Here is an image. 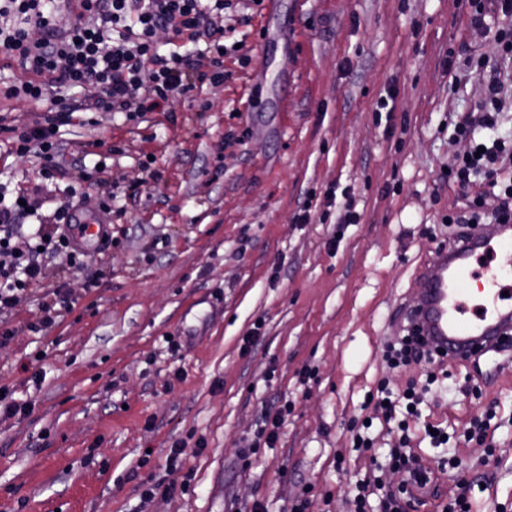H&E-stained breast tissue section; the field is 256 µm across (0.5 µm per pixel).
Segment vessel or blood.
<instances>
[{"mask_svg":"<svg viewBox=\"0 0 512 512\" xmlns=\"http://www.w3.org/2000/svg\"><path fill=\"white\" fill-rule=\"evenodd\" d=\"M484 274V298L468 305V284ZM419 300L406 309L409 327L444 360L512 352V225L434 247L415 276Z\"/></svg>","mask_w":512,"mask_h":512,"instance_id":"1","label":"vessel or blood"}]
</instances>
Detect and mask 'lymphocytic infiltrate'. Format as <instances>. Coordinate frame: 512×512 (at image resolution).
Returning <instances> with one entry per match:
<instances>
[{
  "mask_svg": "<svg viewBox=\"0 0 512 512\" xmlns=\"http://www.w3.org/2000/svg\"><path fill=\"white\" fill-rule=\"evenodd\" d=\"M229 7V0H77L70 24L62 29L55 23L57 0H0V50L21 71L19 77L0 82V98L39 103L49 88L61 92L53 116L14 135L15 152L35 154L45 161L46 173H53V162L62 150L57 129L71 124L74 113L122 112L133 118L161 111L171 96L222 83L225 48L214 34L218 19ZM33 27L41 30L40 39L30 38ZM160 28L192 43L209 38L208 69L194 70L187 54L161 55L154 42ZM482 92L478 110L457 124L459 134H467L475 124L496 125L506 101L504 88L496 76L489 75ZM481 169L500 176L501 189L493 196L477 193L467 209L448 216L461 237L469 224L481 220L512 223V148L500 142L481 155L467 153L450 169L448 180L466 189L472 174ZM56 220L51 230L35 233L22 247L13 245L10 237L0 238V312L12 307L17 293L40 286L43 264L54 251L67 249L76 266L84 265L85 254L75 245L68 208H59ZM386 357L396 369L440 360L412 334L396 337ZM419 399L416 388L410 386L384 407L391 417L397 407L405 409L389 450L387 470L397 481L388 487V512H398L402 504L418 505L437 488L441 464L428 462L410 446Z\"/></svg>",
  "mask_w": 512,
  "mask_h": 512,
  "instance_id": "f902f5d3",
  "label": "lymphocytic infiltrate"
}]
</instances>
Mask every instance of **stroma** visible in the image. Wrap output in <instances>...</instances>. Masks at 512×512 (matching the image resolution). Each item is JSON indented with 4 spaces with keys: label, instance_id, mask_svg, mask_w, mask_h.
<instances>
[{
    "label": "stroma",
    "instance_id": "obj_1",
    "mask_svg": "<svg viewBox=\"0 0 512 512\" xmlns=\"http://www.w3.org/2000/svg\"><path fill=\"white\" fill-rule=\"evenodd\" d=\"M468 12L466 0L254 7L224 34L223 83L132 121L78 113L49 178L6 131L52 100H0V199L33 206L15 244L64 204L112 233L81 269L56 251L41 288L0 314V390L30 405L0 416V512H286L299 498L305 512H348L394 444L369 398L411 380L427 388L420 421L449 437L417 430L413 448L489 474L474 512L512 502V374L484 359L429 385L423 367L384 358L418 300L416 270L453 233L442 218L463 198L449 167L473 142L512 143V110L454 131L480 98L464 58L497 61L512 89V61ZM85 165L104 183L82 178ZM335 189L351 190L358 223L298 222ZM109 195L117 206L100 207ZM62 303L43 323V305ZM286 399L275 446L246 454L262 409ZM483 415L492 455L463 436ZM366 420L369 456L355 446ZM177 443L190 490L141 499Z\"/></svg>",
    "mask_w": 512,
    "mask_h": 512
}]
</instances>
